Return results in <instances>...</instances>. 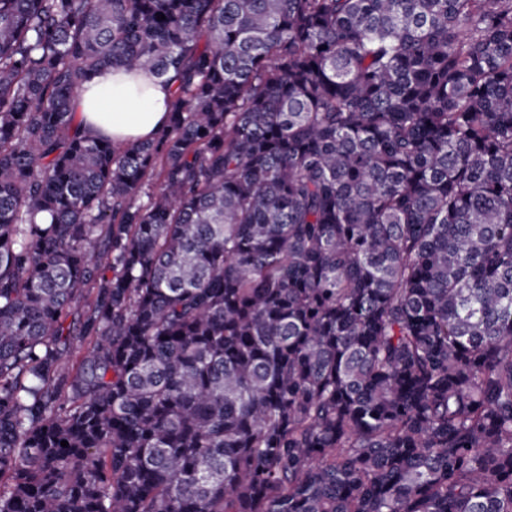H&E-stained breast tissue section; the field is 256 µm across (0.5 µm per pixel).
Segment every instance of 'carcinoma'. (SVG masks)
Wrapping results in <instances>:
<instances>
[{
  "label": "carcinoma",
  "mask_w": 512,
  "mask_h": 512,
  "mask_svg": "<svg viewBox=\"0 0 512 512\" xmlns=\"http://www.w3.org/2000/svg\"><path fill=\"white\" fill-rule=\"evenodd\" d=\"M0 512H512V0H0ZM170 84L149 71L97 74L77 97L87 131L119 144L152 138L169 121Z\"/></svg>",
  "instance_id": "carcinoma-1"
}]
</instances>
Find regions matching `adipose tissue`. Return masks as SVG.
<instances>
[{"label": "adipose tissue", "mask_w": 512, "mask_h": 512, "mask_svg": "<svg viewBox=\"0 0 512 512\" xmlns=\"http://www.w3.org/2000/svg\"><path fill=\"white\" fill-rule=\"evenodd\" d=\"M170 86L148 71L115 69L97 74L76 107L87 131L115 143L152 138L169 120Z\"/></svg>", "instance_id": "ef3b65f1"}]
</instances>
